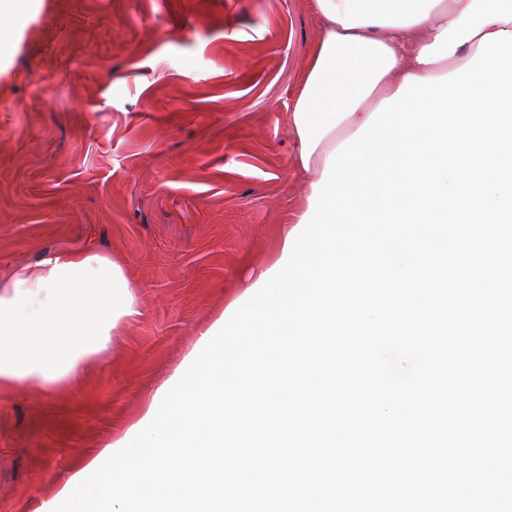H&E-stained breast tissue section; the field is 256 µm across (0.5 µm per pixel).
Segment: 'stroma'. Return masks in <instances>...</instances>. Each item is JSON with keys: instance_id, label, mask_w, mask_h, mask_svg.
Returning <instances> with one entry per match:
<instances>
[{"instance_id": "1", "label": "stroma", "mask_w": 512, "mask_h": 512, "mask_svg": "<svg viewBox=\"0 0 512 512\" xmlns=\"http://www.w3.org/2000/svg\"><path fill=\"white\" fill-rule=\"evenodd\" d=\"M12 30L0 276L89 250L123 266L140 309L78 384L0 389V512H37L277 254L288 113L323 22L312 0H39Z\"/></svg>"}]
</instances>
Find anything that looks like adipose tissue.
Listing matches in <instances>:
<instances>
[{
	"label": "adipose tissue",
	"instance_id": "obj_1",
	"mask_svg": "<svg viewBox=\"0 0 512 512\" xmlns=\"http://www.w3.org/2000/svg\"><path fill=\"white\" fill-rule=\"evenodd\" d=\"M325 22L288 114L302 173L288 217L297 226L328 155L405 77L442 76L475 55L482 36L512 31V0H314ZM139 313L122 267L65 252L13 269L0 289V387L72 383L80 365Z\"/></svg>",
	"mask_w": 512,
	"mask_h": 512
}]
</instances>
